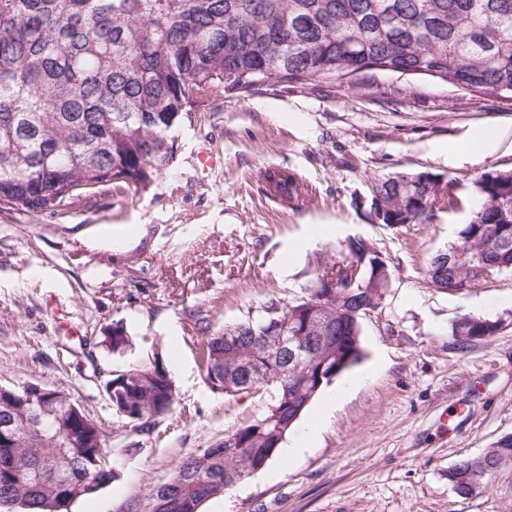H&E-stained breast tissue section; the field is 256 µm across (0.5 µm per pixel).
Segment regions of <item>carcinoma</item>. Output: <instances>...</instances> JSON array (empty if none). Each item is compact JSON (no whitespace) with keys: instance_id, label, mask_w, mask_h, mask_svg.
<instances>
[{"instance_id":"obj_1","label":"carcinoma","mask_w":512,"mask_h":512,"mask_svg":"<svg viewBox=\"0 0 512 512\" xmlns=\"http://www.w3.org/2000/svg\"><path fill=\"white\" fill-rule=\"evenodd\" d=\"M378 69L431 77L468 91L512 92V0H0V208L63 215L72 199L150 187L173 159L169 133L191 120L202 99L245 94L262 82L334 80ZM269 192L297 202L304 185L290 171L265 172ZM478 204L427 276L441 291L512 272V169H490L474 181ZM451 184L420 172L374 185L371 208L380 224H426ZM301 295L270 297L264 312L202 333L205 380L237 394L244 368L269 364L271 403L252 422L189 455L154 493V512H198L243 475L266 466L321 389L362 355L360 320L385 301L391 258L363 238L314 257ZM288 319L299 339L323 330L299 362L281 349L262 355L252 338L267 335L268 311ZM500 321L465 314L452 327L459 348L495 335ZM231 341H224L226 333ZM114 353L130 346L123 323L101 340ZM175 403L163 358L112 376V410L132 431L150 435ZM64 436L45 441L20 405L9 410L15 433L0 443V512H69L91 494L89 469L117 478L104 438L57 404ZM512 460V438L459 461L448 479L466 495Z\"/></svg>"}]
</instances>
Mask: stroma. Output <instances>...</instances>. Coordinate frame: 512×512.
<instances>
[{"instance_id": "obj_1", "label": "stroma", "mask_w": 512, "mask_h": 512, "mask_svg": "<svg viewBox=\"0 0 512 512\" xmlns=\"http://www.w3.org/2000/svg\"><path fill=\"white\" fill-rule=\"evenodd\" d=\"M484 127L496 138L470 163L458 149ZM173 137L174 160L147 189L81 196L62 216L0 211V384L66 393L101 426L117 464V479L70 512H154V489L185 457L259 415L268 392L206 384L197 318L216 331L270 297L292 300L314 254L355 237L396 271L382 307L361 321L362 360L327 386L344 398L326 414L314 399L288 434L287 449L318 424L304 453L286 464L273 456L199 512H512V461L469 495L448 480L461 459L512 437V273L459 293L425 273L475 208L473 181L512 168V98L364 70L351 82H268L209 99ZM204 142L223 159L207 175L194 160ZM273 167L308 185L303 205L269 194L260 173ZM418 172L453 182L458 208L427 224L375 223L373 185ZM464 314L501 329L459 349L451 329ZM118 320L132 338L121 354L100 344ZM156 355L176 402L138 438L104 385ZM134 439L139 451L126 454Z\"/></svg>"}]
</instances>
